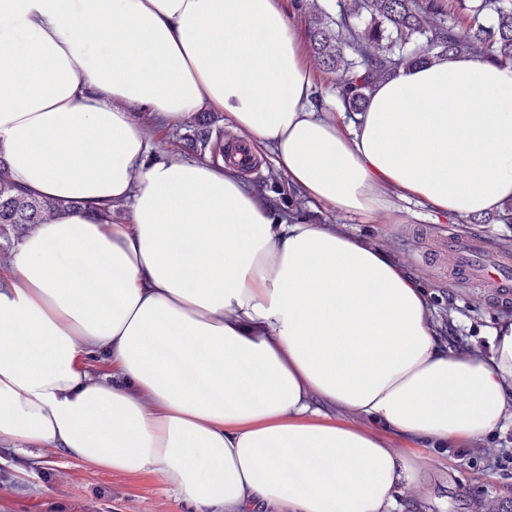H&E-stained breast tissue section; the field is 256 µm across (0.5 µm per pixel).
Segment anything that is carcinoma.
Instances as JSON below:
<instances>
[{
	"instance_id": "1",
	"label": "carcinoma",
	"mask_w": 512,
	"mask_h": 512,
	"mask_svg": "<svg viewBox=\"0 0 512 512\" xmlns=\"http://www.w3.org/2000/svg\"><path fill=\"white\" fill-rule=\"evenodd\" d=\"M459 31L450 23L454 0H345L336 20L311 15L307 33L323 70L341 72L338 97L348 112H360L373 86L404 65L450 53L469 52L483 59L512 63V0H473ZM370 23L356 30L363 13ZM351 50L345 56V50ZM192 150L224 155V132L207 130L187 139ZM78 207L75 201L36 197L23 191L0 159V239L11 242L32 224Z\"/></svg>"
}]
</instances>
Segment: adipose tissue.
Wrapping results in <instances>:
<instances>
[{
    "mask_svg": "<svg viewBox=\"0 0 512 512\" xmlns=\"http://www.w3.org/2000/svg\"><path fill=\"white\" fill-rule=\"evenodd\" d=\"M314 87L282 0H0V158L81 204L0 267L1 441L157 475L196 512H395L420 464L385 432L459 448L512 423V316L452 351L378 242L152 138L209 109L309 206L487 214L512 201V64L410 65L350 119Z\"/></svg>",
    "mask_w": 512,
    "mask_h": 512,
    "instance_id": "ef3b65f1",
    "label": "adipose tissue"
}]
</instances>
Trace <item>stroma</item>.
<instances>
[{
    "label": "stroma",
    "mask_w": 512,
    "mask_h": 512,
    "mask_svg": "<svg viewBox=\"0 0 512 512\" xmlns=\"http://www.w3.org/2000/svg\"><path fill=\"white\" fill-rule=\"evenodd\" d=\"M257 189L270 195L277 209L294 208L298 198L270 160L244 170ZM398 221L364 224L359 218L329 209L310 210L313 221L381 241L416 274L428 293L430 314L449 348L475 355L488 350L486 333L512 306L491 303L493 288L459 274L448 265L452 244L480 241L490 254L512 251V224L463 223L439 216L406 201L398 202ZM392 448L422 463L416 488L402 499V512H512V465L491 467L488 456L512 448V425L484 442L485 453L429 448L388 435ZM0 512H196L158 476L126 473L95 465L58 448L37 450L35 456L0 443Z\"/></svg>",
    "instance_id": "obj_1"
}]
</instances>
